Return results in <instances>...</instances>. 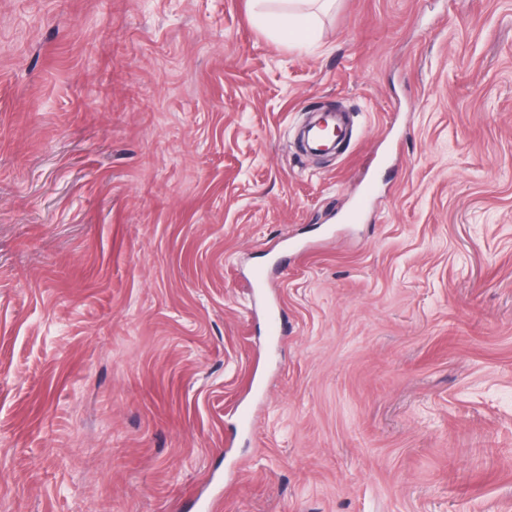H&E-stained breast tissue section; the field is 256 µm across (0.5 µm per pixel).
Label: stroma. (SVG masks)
<instances>
[{
  "mask_svg": "<svg viewBox=\"0 0 512 512\" xmlns=\"http://www.w3.org/2000/svg\"><path fill=\"white\" fill-rule=\"evenodd\" d=\"M253 9L0 0V512H512V0ZM288 2L307 3L315 8L316 11L310 13H302L289 9L288 12L280 13L277 15H271L260 11L255 14V18L269 22L278 29L281 35L288 38V40H294L299 36L311 34L313 31L312 20L315 12H323L329 9L335 0H289Z\"/></svg>",
  "mask_w": 512,
  "mask_h": 512,
  "instance_id": "obj_1",
  "label": "stroma"
}]
</instances>
